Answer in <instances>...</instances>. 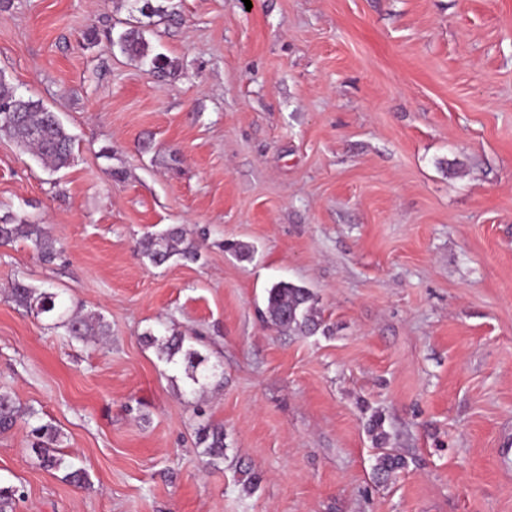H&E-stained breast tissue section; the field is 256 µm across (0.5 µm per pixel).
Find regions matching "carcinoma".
Segmentation results:
<instances>
[{
  "label": "carcinoma",
  "mask_w": 512,
  "mask_h": 512,
  "mask_svg": "<svg viewBox=\"0 0 512 512\" xmlns=\"http://www.w3.org/2000/svg\"><path fill=\"white\" fill-rule=\"evenodd\" d=\"M121 51L138 58H146L150 52L144 30L134 26L119 37ZM0 132L30 151L44 169L56 172L70 164L73 136L68 133L57 113L46 108L39 100L16 94L14 87L0 75ZM18 240L30 242L39 257L50 262L57 250L46 225L16 220L11 216L0 217V246ZM141 252L154 266L165 264L175 255L195 261L200 245L193 231L180 225L160 236H150L141 243ZM8 298L35 318L52 321V326L62 328L65 334L76 340L100 341L111 335L110 326L95 313L72 311L65 306L62 293L52 287H33L25 282L12 284ZM266 314L278 330L288 333L312 335L321 326L313 291L292 282L280 281L268 289ZM144 339L158 351L160 359L180 368L190 393L201 394L213 376L206 358L189 344V339L178 332L157 336L149 333ZM36 419V412L24 408L14 393L0 388V434L11 431L18 423L26 424ZM31 449L39 465L46 470L64 471L62 480L81 485L88 481L85 471L75 469L62 456L54 454L60 431L50 424L31 426ZM197 444L208 463L224 459V428L213 425L199 431ZM405 466L403 458L389 452L381 453L374 465L378 478L389 479ZM18 489L12 485H0V512H14Z\"/></svg>",
  "instance_id": "cac0c4a2"
}]
</instances>
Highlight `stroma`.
Listing matches in <instances>:
<instances>
[{
	"label": "stroma",
	"mask_w": 512,
	"mask_h": 512,
	"mask_svg": "<svg viewBox=\"0 0 512 512\" xmlns=\"http://www.w3.org/2000/svg\"><path fill=\"white\" fill-rule=\"evenodd\" d=\"M153 2L0 0V73L75 138L51 174L0 135V216L60 253L0 246V386L89 479L18 424L15 512H512V0ZM136 22L167 71L120 50ZM175 224L198 261L151 265L138 241ZM18 280L110 336L48 328ZM282 280L322 332L266 318ZM165 328L214 366L204 396L143 342ZM375 418L406 463L386 481ZM17 240L30 242L39 257L46 262H51L57 255L46 225L17 221L9 215L0 217V246H7ZM8 298L35 318L52 321L53 328H63L65 334L76 340L100 341L110 336V326L100 314L70 311L62 293L52 287H33L15 281ZM31 426V449L36 455L39 465L46 470L65 471L63 481L69 484L81 485L88 481V476L82 469H73L63 456H57L52 450L59 437V429L51 423H42ZM198 446L203 448L202 455L208 458L209 464H215L224 458V428L213 425L202 428L198 435Z\"/></svg>",
	"instance_id": "1"
}]
</instances>
